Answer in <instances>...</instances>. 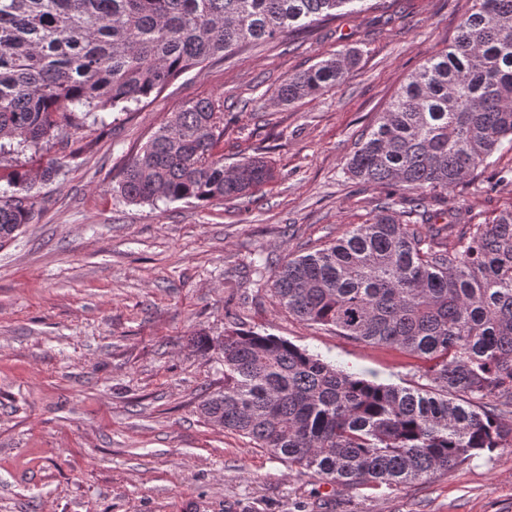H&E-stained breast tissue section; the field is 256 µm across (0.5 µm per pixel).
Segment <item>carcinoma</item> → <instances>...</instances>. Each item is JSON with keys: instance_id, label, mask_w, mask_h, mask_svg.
<instances>
[{"instance_id": "obj_1", "label": "carcinoma", "mask_w": 512, "mask_h": 512, "mask_svg": "<svg viewBox=\"0 0 512 512\" xmlns=\"http://www.w3.org/2000/svg\"><path fill=\"white\" fill-rule=\"evenodd\" d=\"M366 0H0V140L25 149L131 111L189 69L249 43L334 19ZM359 52L288 76L291 104L342 84ZM224 113L188 102L124 168L120 194L158 200L249 198L274 178L263 157L229 169L216 149ZM512 147V0H474L448 49L412 73L356 143L348 172L401 194L369 222L273 275L288 313L336 335L422 361L417 387L349 374L286 339L235 322L224 339L191 338L224 362L204 420L340 487L399 486L512 447V209L479 221L441 198ZM59 170L21 164L0 193V243L38 218L33 190Z\"/></svg>"}]
</instances>
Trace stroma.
<instances>
[{"label":"stroma","mask_w":512,"mask_h":512,"mask_svg":"<svg viewBox=\"0 0 512 512\" xmlns=\"http://www.w3.org/2000/svg\"><path fill=\"white\" fill-rule=\"evenodd\" d=\"M472 6L343 12L187 71L133 112L109 113V132L86 126L42 146L61 170L36 187L39 219L0 244V512H512V447L400 487L297 474L201 417L224 366L190 343L236 321L369 380L419 383L416 358L289 314L271 269L369 221L386 190L350 177L346 162ZM348 48L361 56L338 88L272 99L289 73ZM202 98L224 114L225 166L263 156L274 180L248 201L128 203L116 190L123 167ZM510 169L506 148L433 211L511 208L512 182L497 179Z\"/></svg>","instance_id":"35a3bbf8"}]
</instances>
